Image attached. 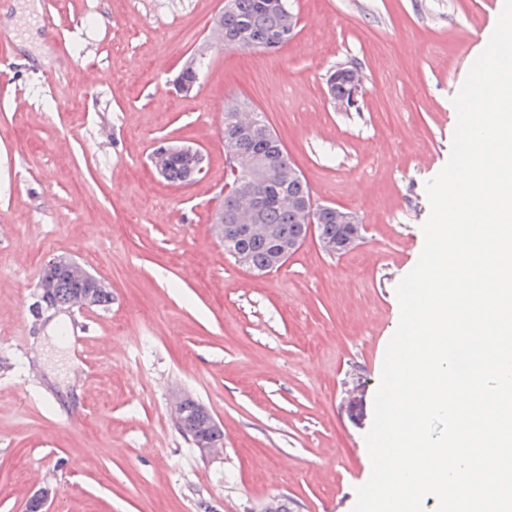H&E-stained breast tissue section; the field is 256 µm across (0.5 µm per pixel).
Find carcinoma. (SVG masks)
<instances>
[{"label":"carcinoma","mask_w":512,"mask_h":512,"mask_svg":"<svg viewBox=\"0 0 512 512\" xmlns=\"http://www.w3.org/2000/svg\"><path fill=\"white\" fill-rule=\"evenodd\" d=\"M289 13L288 0H233L232 8L224 11L215 21V29L221 31L226 39L245 30L252 47L274 50L287 43L295 33L297 24H288ZM327 85L331 99L349 96L352 87L350 71L340 75L331 71ZM236 149L239 155L260 161L269 174L267 179L257 183L230 175V188L224 193L223 203L215 212L214 222L222 220L226 224L231 223L240 196L249 194L258 197L256 223L265 225L270 235L232 238L224 242V250L238 263L255 272H264L272 264L274 245H286L300 238L307 224L306 215L286 204L284 199L306 196L310 188L305 180L288 179V171L293 163L283 143L265 120H260V125L253 131L237 136ZM153 162L163 167L167 182L173 184L179 180L182 167L177 158L164 159L156 153ZM312 220L317 224L319 236L335 244L352 234L351 225L336 223V213L327 208L315 212ZM200 409L199 402L189 400L177 417L180 431L189 438L202 424Z\"/></svg>","instance_id":"obj_1"}]
</instances>
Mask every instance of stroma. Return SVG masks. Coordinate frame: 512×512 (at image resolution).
Masks as SVG:
<instances>
[{
    "instance_id": "1",
    "label": "stroma",
    "mask_w": 512,
    "mask_h": 512,
    "mask_svg": "<svg viewBox=\"0 0 512 512\" xmlns=\"http://www.w3.org/2000/svg\"><path fill=\"white\" fill-rule=\"evenodd\" d=\"M288 3V43L211 57L188 95L171 81L224 0L0 5V512L45 486L59 491L48 512H261L274 498L352 512L396 288L498 0ZM341 64L365 76L347 112L326 84ZM232 99L263 113L318 202L358 215L357 248L311 238L262 276L225 253L213 219ZM163 143L201 149L203 173L165 181L151 162ZM57 256L110 303L35 314ZM177 396L212 414L220 456L179 431Z\"/></svg>"
}]
</instances>
